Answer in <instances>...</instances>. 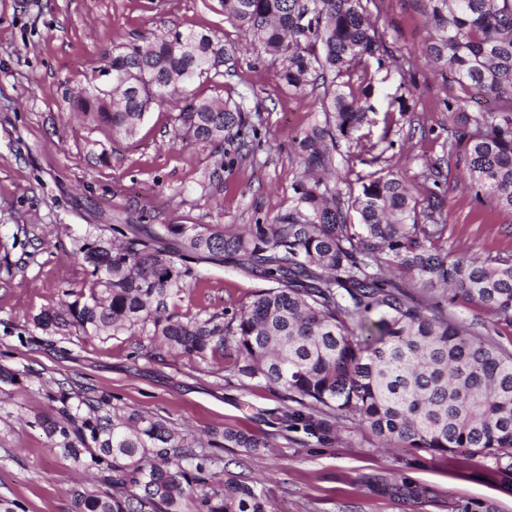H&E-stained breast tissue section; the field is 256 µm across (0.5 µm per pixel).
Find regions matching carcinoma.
Wrapping results in <instances>:
<instances>
[{
	"label": "carcinoma",
	"instance_id": "1",
	"mask_svg": "<svg viewBox=\"0 0 512 512\" xmlns=\"http://www.w3.org/2000/svg\"><path fill=\"white\" fill-rule=\"evenodd\" d=\"M370 0H222L224 15L253 45L280 59L278 76L305 96L320 90L323 120L296 139L302 175L288 212L233 229L112 224L111 236L77 247L85 291L64 311L35 318L113 338L134 326L151 341L200 360L228 358L239 381L264 382L294 403L288 427L328 440L329 419L352 417L386 442L431 454L491 458L512 485V353L448 316L474 302L512 324V255L465 258L448 249L441 197L422 202L389 171L344 191L338 138L361 156L358 132L373 111L372 70L386 49ZM436 35L427 57L447 82L496 103L469 113L444 100L454 126L448 152L464 148L477 202L512 212V0H426ZM224 40L214 32L142 35L112 53V99L97 78L73 95L93 121L136 136L146 112L179 104L173 142L223 141L239 151L259 128L243 103L199 100L190 90L217 78ZM229 257L268 286L247 306L177 315L170 304L198 281L190 261ZM408 274L409 282L389 276ZM57 416L36 423L50 446L103 487L73 492L72 512H273L270 500L167 426L104 397L60 389ZM224 447L258 453L261 437L228 429Z\"/></svg>",
	"mask_w": 512,
	"mask_h": 512
}]
</instances>
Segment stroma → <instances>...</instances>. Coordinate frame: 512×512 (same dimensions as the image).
I'll return each mask as SVG.
<instances>
[{
	"instance_id": "35a3bbf8",
	"label": "stroma",
	"mask_w": 512,
	"mask_h": 512,
	"mask_svg": "<svg viewBox=\"0 0 512 512\" xmlns=\"http://www.w3.org/2000/svg\"><path fill=\"white\" fill-rule=\"evenodd\" d=\"M368 11L391 63L377 76L364 156H350L339 141V172L355 193L362 177L389 171L421 198L442 183L449 249L512 253V213L476 203L464 155L448 152L449 89L422 54L434 34L423 0H376ZM171 29L223 35L222 77L194 89L208 100L246 95L260 138L246 156L221 142L172 144L173 106L151 109L131 139L72 110V91L115 46ZM278 69L225 20L220 0H0V367L18 374L0 382V499L24 512H72V489L100 487L96 472L76 469L33 424L55 415L50 396L60 387L82 386L163 418L191 443L214 442L215 456L264 490L274 512H459L468 500L512 512L493 459L387 446L353 418L334 421L333 439L322 445L288 428L277 389L227 382V362L178 355L136 329L104 340L35 327L42 311L64 309L67 292L80 291L71 254L108 225L239 227L288 211L300 172L294 141L322 114L315 95L288 92ZM402 85L412 90L410 110L385 123ZM195 267L199 280L171 304L175 313L235 312L263 286L228 258ZM448 312L512 353L511 325L467 301ZM229 428L269 446L257 455L222 447ZM415 489L421 497H412Z\"/></svg>"
}]
</instances>
